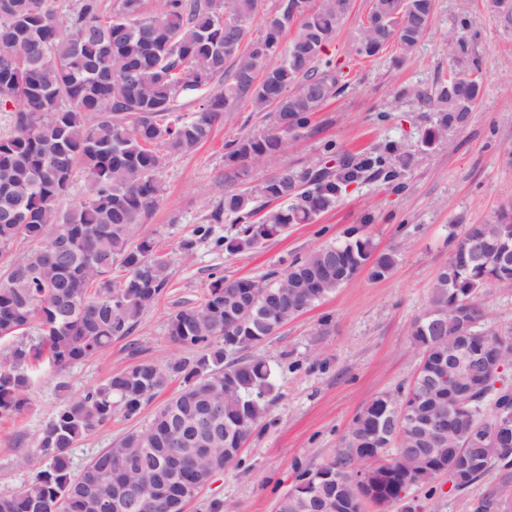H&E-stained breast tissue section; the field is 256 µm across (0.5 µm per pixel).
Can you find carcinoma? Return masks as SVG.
<instances>
[{
  "mask_svg": "<svg viewBox=\"0 0 512 512\" xmlns=\"http://www.w3.org/2000/svg\"><path fill=\"white\" fill-rule=\"evenodd\" d=\"M259 0H164L152 16L144 0H75L63 9L58 0H0V112L9 114V130L0 135V341L27 329L39 342L13 345L0 357V419L28 407L32 362L48 354L63 369L92 359L129 334L145 309L163 293L168 258L139 235L144 221L163 197L159 178L170 156L194 150L208 139L214 124L248 105L270 112L272 127L227 144L230 181L248 166L282 154L289 140L307 129L310 115L344 90L342 73L322 56L349 15L351 0H279L266 32L248 38L246 22ZM433 0H369L352 52L378 55L388 43L406 57L424 38ZM295 29L282 45L284 30ZM475 69L462 67L434 91L437 117L424 133L429 147L448 128L464 125L479 98ZM199 100L198 110L185 101ZM411 155L395 162L383 155L336 170L311 165L285 166L256 188L231 191L211 213L240 225L236 235L216 241L235 255L282 234L290 224H308L327 209L342 189L374 168L405 167ZM83 169L89 179L86 199L69 210L58 201ZM55 234L67 250L52 247ZM453 252L432 284L429 306L411 325L410 336L421 360L408 386L373 399L354 418L343 439L347 448L360 440L369 449L368 467L378 474L372 498L355 500L336 477L356 472L342 451L315 468L302 470L279 500V512H308L303 499L313 491L335 496V512H363L400 500L411 485L426 484L438 467L416 462L443 456L457 468L453 482L464 490L493 462L512 466V448L487 459L467 444L471 423L489 428L497 415H512V388L496 387L499 374L471 393L467 411L458 414L444 447L410 431L397 441L381 432L392 409L411 406L435 369L448 362V347L466 328L476 345L491 343L496 332L483 327L484 288H512V260L499 257L512 244V204L483 224L453 231ZM20 240L31 248L14 255ZM396 264L392 252H375L369 237L353 229L347 240L319 247L290 263L279 279L261 283L249 277H216L203 300L173 314L167 336L196 352L164 368L140 361L113 373L105 383L66 399L42 431L39 453L46 469L20 491L0 495V512H140L136 504L116 507L113 486L138 483L145 476L168 484L153 512H183L212 476L237 461L241 448L267 415L274 391L267 359L254 355L224 362L228 354L258 350L279 329L278 319L298 317L363 269L383 278ZM183 388L142 427L125 434L71 476L70 449L84 436L107 425L116 414L138 416L144 405L173 377ZM190 425L196 441L181 448V472L164 468L172 448L168 438ZM393 454H386L387 449ZM415 459L399 463L402 449Z\"/></svg>",
  "mask_w": 512,
  "mask_h": 512,
  "instance_id": "cac0c4a2",
  "label": "carcinoma"
}]
</instances>
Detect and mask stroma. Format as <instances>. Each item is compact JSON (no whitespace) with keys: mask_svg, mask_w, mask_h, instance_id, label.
Returning a JSON list of instances; mask_svg holds the SVG:
<instances>
[{"mask_svg":"<svg viewBox=\"0 0 512 512\" xmlns=\"http://www.w3.org/2000/svg\"><path fill=\"white\" fill-rule=\"evenodd\" d=\"M366 12L367 0H355L346 25L326 48L343 72L344 91L313 115L308 131L282 155L249 166L243 183L258 185L283 165L318 163L331 149L355 160L406 151L410 166L394 179L365 172L313 223L289 225L259 248L230 255L213 239L197 240L188 253L181 244L232 189L224 180L226 144L265 132L268 113L241 107L215 124L192 153L171 157L161 175L162 200L140 230L170 258L167 287L130 335L114 340L105 353L63 371L44 366L35 374L26 411L0 420V494L19 491L45 469L38 453L41 433L64 399L138 360L163 367L193 358V351L170 342L167 322L203 299L213 274L268 281L293 259L344 240L352 228L371 237L377 251L395 253L394 269L382 279L362 270L261 348L276 385L262 429L241 449V464L215 474L185 512H208L215 499L227 512H275L299 470L342 448L354 417L370 401L409 383L420 361L410 327L426 309L434 278L451 254L452 225L484 223L512 203V18L492 10L489 0H435L430 29L408 57L390 45L378 56L361 58L351 43ZM459 35L470 46L461 59L448 53L450 37ZM462 66L477 69L482 95L463 127L423 146L435 106L414 93L433 94L442 76ZM182 386L173 378L138 417L115 418L79 440L70 450L72 473L144 424ZM506 488L512 490V469L494 466L465 490L452 491L442 474L408 487L404 499L421 512H476L482 498Z\"/></svg>","mask_w":512,"mask_h":512,"instance_id":"stroma-1","label":"stroma"}]
</instances>
